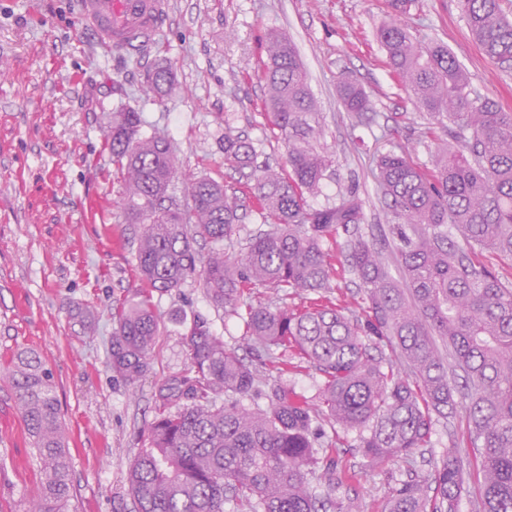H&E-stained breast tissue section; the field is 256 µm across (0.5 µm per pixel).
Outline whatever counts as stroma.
Here are the masks:
<instances>
[{"mask_svg":"<svg viewBox=\"0 0 512 512\" xmlns=\"http://www.w3.org/2000/svg\"><path fill=\"white\" fill-rule=\"evenodd\" d=\"M170 18L152 47L109 55L82 25L73 0H0V366L21 349L38 352L54 377L69 435L76 496L69 512H132L126 481L130 461L145 444L161 385L190 366L183 334L194 319L208 321L227 347L249 351L243 325L206 299L197 281L154 294L161 320L150 371L126 387L110 367L112 311L142 282L135 275V227L123 223L120 184L105 144L103 117L128 105L145 132L166 136L180 171L207 173L237 195L242 221L224 251L244 252L261 224L243 195L242 176L224 166L225 132L259 142L257 161L285 159L260 108L258 71L269 33L295 44L325 126L322 145L334 170L313 207L336 203L354 188L363 204L361 231L376 245L389 234L385 205L371 175L375 152L393 146L424 165L434 142L414 99L399 87L377 40L391 0H169ZM417 37L451 50L471 86L512 111V74L501 71L473 39L458 0H415ZM167 60L175 94L147 93L144 75ZM351 78L368 92L370 122L345 112L338 83ZM345 231L326 247L334 267L330 298L346 315L364 318V290L341 251ZM91 311L80 330L73 308ZM465 443L466 421L439 422L432 450L372 463L348 435L338 449L345 474L340 495L359 512H385L400 483L428 470L432 454ZM42 471L18 412L14 392L0 377V512H27Z\"/></svg>","mask_w":512,"mask_h":512,"instance_id":"1","label":"stroma"}]
</instances>
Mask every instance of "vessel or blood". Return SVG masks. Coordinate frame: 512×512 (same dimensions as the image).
Listing matches in <instances>:
<instances>
[{
  "label": "vessel or blood",
  "instance_id": "obj_1",
  "mask_svg": "<svg viewBox=\"0 0 512 512\" xmlns=\"http://www.w3.org/2000/svg\"><path fill=\"white\" fill-rule=\"evenodd\" d=\"M80 16L109 53L148 49L168 21V0H78Z\"/></svg>",
  "mask_w": 512,
  "mask_h": 512
}]
</instances>
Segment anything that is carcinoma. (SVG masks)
<instances>
[{
  "label": "carcinoma",
  "instance_id": "1",
  "mask_svg": "<svg viewBox=\"0 0 512 512\" xmlns=\"http://www.w3.org/2000/svg\"><path fill=\"white\" fill-rule=\"evenodd\" d=\"M409 2L394 4L378 41L429 124L445 135L454 128L461 147L443 140L422 167L402 149L374 156L391 239L379 250L355 232L343 246L364 288L363 320L333 305H279L292 294L331 288L322 243L363 220L351 191L332 206L307 204L335 159L320 145L319 111L288 37L270 35L261 73L262 107L286 148V164L258 170L257 144L224 133V165L245 174L261 223L271 225L240 256L223 247L240 222L237 198L220 181L192 174L184 178L187 202L179 203L170 194L178 171L171 143L145 134L140 112L112 113L105 141L123 223L140 226L135 269L146 285L112 313L115 376L134 387L151 368L161 330L153 293L196 279L214 307L243 323L244 339L269 363L288 366L292 349L320 373L330 416L321 417L282 381L265 391L261 374L197 319L184 336L190 367L161 387L146 447L128 467L134 512H224L227 504L231 512H356L338 496L343 481L332 454L341 434L357 433L372 462L407 456L431 447L434 426L458 408L473 452L452 443L432 457L426 474L393 492L387 512H456L472 480L478 512H512V287L482 260L485 251L512 259V112L474 90L447 47L418 40ZM504 2L459 6L485 55L508 72L512 18ZM146 82L158 97L177 87L163 63L147 71ZM339 94L351 118L370 119L361 86L345 80ZM454 231L465 246L452 239ZM200 239L212 244L201 267ZM256 287L270 294L268 301L245 300ZM384 347L390 356L381 354ZM7 378L44 473L31 510L68 512L74 485L53 377L37 352L23 349L10 360ZM182 399L179 410H169ZM326 421L335 439L318 448Z\"/></svg>",
  "mask_w": 512,
  "mask_h": 512
}]
</instances>
